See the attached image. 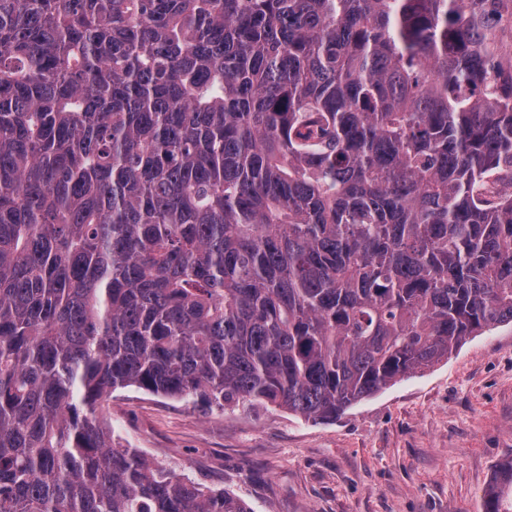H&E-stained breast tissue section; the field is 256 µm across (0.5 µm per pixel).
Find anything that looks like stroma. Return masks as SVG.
I'll return each mask as SVG.
<instances>
[{
	"mask_svg": "<svg viewBox=\"0 0 512 512\" xmlns=\"http://www.w3.org/2000/svg\"><path fill=\"white\" fill-rule=\"evenodd\" d=\"M104 414L117 445L253 512H483L512 458V323L333 422L135 387L116 390Z\"/></svg>",
	"mask_w": 512,
	"mask_h": 512,
	"instance_id": "stroma-1",
	"label": "stroma"
}]
</instances>
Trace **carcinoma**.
<instances>
[{
	"label": "carcinoma",
	"instance_id": "cac0c4a2",
	"mask_svg": "<svg viewBox=\"0 0 512 512\" xmlns=\"http://www.w3.org/2000/svg\"><path fill=\"white\" fill-rule=\"evenodd\" d=\"M509 7L0 0V512H252L103 403L334 421L512 323Z\"/></svg>",
	"mask_w": 512,
	"mask_h": 512
}]
</instances>
